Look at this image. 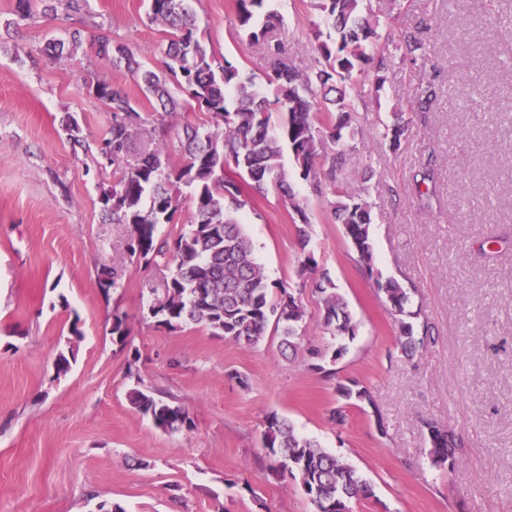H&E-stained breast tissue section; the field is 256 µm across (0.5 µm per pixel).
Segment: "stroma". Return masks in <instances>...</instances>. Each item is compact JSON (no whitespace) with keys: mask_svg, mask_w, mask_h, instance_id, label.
Instances as JSON below:
<instances>
[{"mask_svg":"<svg viewBox=\"0 0 512 512\" xmlns=\"http://www.w3.org/2000/svg\"><path fill=\"white\" fill-rule=\"evenodd\" d=\"M14 6L0 0V512H315L262 444L274 415L369 482L351 512H512V0H371L382 40L411 30L427 52L423 65L394 62L381 91L375 64L360 76V134L338 178L375 204L373 269L305 181L291 180L308 217L305 246L288 205L250 192L239 218L255 260L306 310L294 353L273 334L248 348L200 325H159L149 306L168 269L131 257L129 225L102 215L101 193L117 177L98 165L112 114L89 83L107 80L138 103L147 123L135 148L166 144L172 167L183 160L178 128L215 125L190 108L172 115L171 130L155 125L140 83L97 56L105 31L162 71L166 32L147 0H89L78 14L57 0L18 27ZM192 7L216 59L264 82L269 61L242 38L234 0ZM278 9L274 38L293 67L308 69L309 0ZM72 28L82 32L78 49L40 54ZM429 81L438 88L430 112L412 115L391 145L390 112ZM72 117L79 146L66 131ZM305 250L357 324L343 355L318 295L302 287ZM105 266L116 272L106 291ZM391 279L411 288L413 325L427 331L410 355L381 290ZM117 315L127 319L123 341L111 334ZM68 351L70 368L58 372ZM340 382L366 387L371 403L343 404ZM136 387L182 406L190 428L155 427L129 400ZM337 407L340 424L330 419ZM431 422L463 438L453 468L430 461Z\"/></svg>","mask_w":512,"mask_h":512,"instance_id":"stroma-1","label":"stroma"}]
</instances>
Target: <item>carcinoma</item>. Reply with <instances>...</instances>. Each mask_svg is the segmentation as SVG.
<instances>
[{"label":"carcinoma","mask_w":512,"mask_h":512,"mask_svg":"<svg viewBox=\"0 0 512 512\" xmlns=\"http://www.w3.org/2000/svg\"><path fill=\"white\" fill-rule=\"evenodd\" d=\"M36 2L46 11L54 10L51 0H16L17 20L30 19ZM190 2L149 0V18L167 28L162 73L146 68L130 48L113 42L105 31L95 38L97 54L123 63L141 81L144 92L161 108L158 121L165 122L180 105L196 107L212 114L220 130L184 127L180 139L184 161L176 169L169 167L162 145L143 150L131 163L133 139L145 118L120 87L105 80L92 83L89 91L112 112L99 155L121 171V177L102 194L103 215L114 224L132 226L128 248L137 260L156 264L163 259L170 267L163 297L149 306L158 323L171 330L188 323L203 325L244 347L258 345L271 326L273 334L280 336V348L294 351L296 339L305 331L306 311L301 300L285 291L279 298L272 296V285L256 263L251 241L237 217L247 205L245 188L273 190L307 223L304 204L296 198L282 164L283 149L291 150L299 178L323 195L322 180L336 181L337 171L346 162L347 141L358 135L352 113L361 97L356 86L363 66L374 61L377 71L383 72L396 59L415 63L425 56V48L411 31L402 32L391 46L381 43L379 18L364 14V0H310L324 29L314 31L315 65L299 73L284 60L280 44L270 36L283 22L269 7L271 0H235L242 37L250 45L263 47L272 61L268 93L231 62L215 65L212 51L197 36ZM81 41L80 30L74 29L68 41L50 40L41 52L59 57L65 44L75 48ZM435 97L432 84L420 88L408 110L391 113L386 135L399 141L407 125L406 112L428 111ZM328 139L337 143L332 153L326 150ZM231 168L241 181L224 175ZM183 186L191 189L193 220L168 248L156 242L155 230L159 224L173 223ZM325 203L344 225L360 263L372 270L373 204L343 186L334 189ZM298 236L303 249L301 272L309 273V287L320 294L323 327L340 341L355 336L357 325L347 302L330 277L318 273L313 254L306 252V229L298 228ZM383 292L395 312L413 316L408 310V289L389 280ZM399 339L406 351L423 342L406 321L400 322ZM336 392L347 401L372 403L365 387L339 382ZM129 398L159 429L175 432L191 425L184 408L146 390L136 388ZM428 433L432 464L454 465L459 436L434 422L428 424ZM264 448L279 458L282 472L299 475L305 494L322 512H340L370 492L350 464L297 435L288 421L274 415L267 419Z\"/></svg>","instance_id":"cac0c4a2"}]
</instances>
